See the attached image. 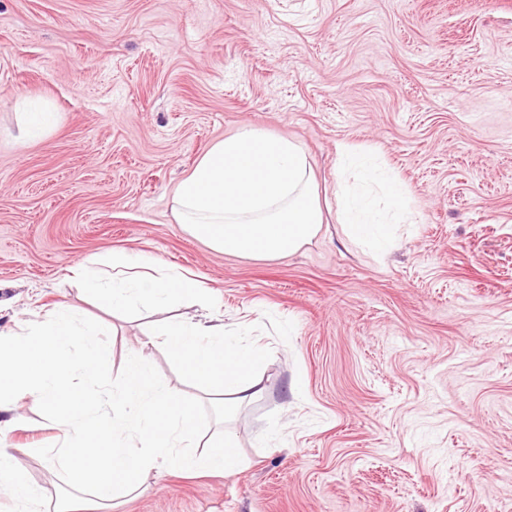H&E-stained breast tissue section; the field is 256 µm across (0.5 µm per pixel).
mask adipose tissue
Wrapping results in <instances>:
<instances>
[{
  "label": "adipose tissue",
  "mask_w": 512,
  "mask_h": 512,
  "mask_svg": "<svg viewBox=\"0 0 512 512\" xmlns=\"http://www.w3.org/2000/svg\"><path fill=\"white\" fill-rule=\"evenodd\" d=\"M337 165L341 174L359 172L368 182L383 184L388 197L387 212H380L354 187L346 188L341 196V222L350 240L374 246L378 251H388L392 237L387 224H406L410 212L401 203V194L393 181L378 168L370 156L348 144L337 148ZM138 263L128 254H112V273L103 276L99 270L81 266L76 268L77 284L94 299L112 310H120L129 303L159 308L173 299H197L201 291L195 279L170 271L159 277L143 275L137 271ZM0 492L17 504H38L40 492L31 484L20 465L11 455L0 452Z\"/></svg>",
  "instance_id": "1"
}]
</instances>
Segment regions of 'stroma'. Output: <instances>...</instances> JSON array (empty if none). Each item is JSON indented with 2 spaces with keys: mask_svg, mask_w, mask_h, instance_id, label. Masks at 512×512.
Instances as JSON below:
<instances>
[{
  "mask_svg": "<svg viewBox=\"0 0 512 512\" xmlns=\"http://www.w3.org/2000/svg\"><path fill=\"white\" fill-rule=\"evenodd\" d=\"M22 107L54 125L22 138ZM243 127L312 166L324 224L291 256L226 255L174 217ZM342 143L404 187L386 255L339 221ZM116 250L200 278L272 356L232 423L246 469L153 471L77 512H512V0H0V330L72 307L116 375L152 325L207 316L99 307L72 270ZM62 435L25 397L0 436L41 512L63 482L34 450Z\"/></svg>",
  "mask_w": 512,
  "mask_h": 512,
  "instance_id": "1",
  "label": "stroma"
}]
</instances>
